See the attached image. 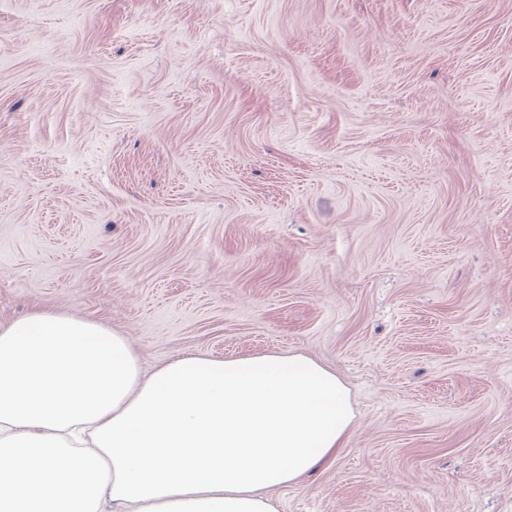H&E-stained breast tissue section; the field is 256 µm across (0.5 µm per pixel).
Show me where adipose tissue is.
I'll use <instances>...</instances> for the list:
<instances>
[{
    "label": "adipose tissue",
    "instance_id": "adipose-tissue-1",
    "mask_svg": "<svg viewBox=\"0 0 512 512\" xmlns=\"http://www.w3.org/2000/svg\"><path fill=\"white\" fill-rule=\"evenodd\" d=\"M350 388L300 352L184 354L145 372L107 324L0 322V512H278L329 467Z\"/></svg>",
    "mask_w": 512,
    "mask_h": 512
}]
</instances>
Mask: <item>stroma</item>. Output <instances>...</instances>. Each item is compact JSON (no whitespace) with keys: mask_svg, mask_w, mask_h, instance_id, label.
Returning a JSON list of instances; mask_svg holds the SVG:
<instances>
[{"mask_svg":"<svg viewBox=\"0 0 512 512\" xmlns=\"http://www.w3.org/2000/svg\"><path fill=\"white\" fill-rule=\"evenodd\" d=\"M351 390L279 512H512V0H0V321Z\"/></svg>","mask_w":512,"mask_h":512,"instance_id":"stroma-1","label":"stroma"}]
</instances>
